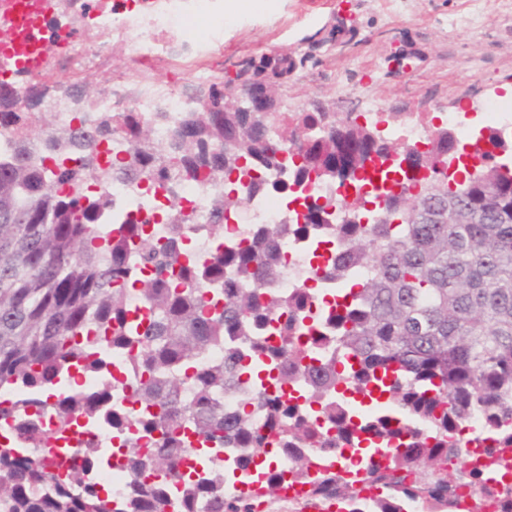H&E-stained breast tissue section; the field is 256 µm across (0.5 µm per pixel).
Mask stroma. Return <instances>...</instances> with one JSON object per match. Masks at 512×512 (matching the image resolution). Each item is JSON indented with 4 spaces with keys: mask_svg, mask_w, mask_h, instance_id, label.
<instances>
[{
    "mask_svg": "<svg viewBox=\"0 0 512 512\" xmlns=\"http://www.w3.org/2000/svg\"><path fill=\"white\" fill-rule=\"evenodd\" d=\"M197 34L215 74L293 52L303 66L281 90L291 106L459 112L476 131L479 103L512 90V0H260L218 25L201 17ZM109 61L113 74L138 71L161 86L186 79L179 67L137 63L118 38Z\"/></svg>",
    "mask_w": 512,
    "mask_h": 512,
    "instance_id": "stroma-1",
    "label": "stroma"
}]
</instances>
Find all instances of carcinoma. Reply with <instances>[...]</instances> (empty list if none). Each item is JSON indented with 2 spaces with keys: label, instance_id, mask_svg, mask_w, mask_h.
<instances>
[{
  "label": "carcinoma",
  "instance_id": "carcinoma-1",
  "mask_svg": "<svg viewBox=\"0 0 512 512\" xmlns=\"http://www.w3.org/2000/svg\"><path fill=\"white\" fill-rule=\"evenodd\" d=\"M291 53L249 60L235 77L209 85L210 105L192 110L168 141H153L152 126L132 113H103L97 135L119 127L125 156L103 168L95 145L86 144L50 121L52 113L34 118L23 113L17 94L0 92V125L34 126L60 159L48 169L28 162V149L0 162V385L28 387L40 396L42 410L56 416L66 430L83 416L91 422L121 427L136 425L145 436L160 432L147 454L132 446L124 452L129 486L112 509V496L92 483L87 471L72 469L59 476L44 470L32 454L0 451V512H161L176 497L180 512H254L253 504L280 489L272 470L260 471L251 495L227 496L210 479L224 444L235 442L237 463L265 453V435L253 427L251 414L241 410L224 416V388L239 375L253 384L288 382L300 366L297 350L288 343L296 328L281 314H301L308 296L291 299L245 283L267 284L280 276L277 240L287 232L305 235L320 223V207L307 205L309 216L291 230L269 226L255 231L251 245L216 251L197 262L181 240L188 223L177 207L170 208L171 234L161 244L142 237L138 224L113 239H103L99 224L110 207L105 192L88 193L86 182L102 184L111 177L147 178L155 187L183 180H202L222 187L233 172L249 176L248 188L221 191L209 200L215 223L260 192L288 193V183L251 176L288 167V177L302 184L317 178L349 180L360 189L372 181L362 165L372 158L396 154L416 168L437 161L448 164L453 137L448 127L436 129V152L425 155L400 141L374 143L355 120L346 134H325L335 121L325 112L303 110L279 125L248 112L224 114V92L236 83L268 86L278 91L297 74ZM298 137L295 153L278 161L276 140ZM486 159V177L453 191L426 194L421 187L414 213L401 224H354L343 221L336 234L343 254L327 274L342 278L353 266L368 270L366 278L344 293L348 303L335 316L336 361L343 370L312 365L316 398L342 385L372 406L398 403L433 431L432 447L418 446L394 456L384 472L372 470L374 481L392 491L379 498V512H399L400 504L426 497L438 509L448 479L434 483L427 470L448 461V426L473 413L484 416L488 430L512 444L500 428L512 413V175L499 173L494 156ZM136 254L148 276L134 278L129 258ZM136 288L148 309V322L130 317L129 289ZM265 327L280 337L275 346L259 347L251 363L234 345H245ZM110 344L137 349L133 364L139 380L125 416L112 412V395L102 392L84 399L49 404L44 392L59 367L83 363L103 365L89 357L98 336ZM224 347V361L201 367L209 349ZM288 402L271 404L267 426L283 442L314 441L316 433L288 421ZM81 453L89 465L108 462L92 441ZM196 466L185 472L179 460ZM299 483L310 494L340 496L360 512L362 499L353 485L325 469L316 475L303 455L294 461Z\"/></svg>",
  "mask_w": 512,
  "mask_h": 512
}]
</instances>
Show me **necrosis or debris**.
Segmentation results:
<instances>
[{"label": "necrosis or debris", "mask_w": 512, "mask_h": 512, "mask_svg": "<svg viewBox=\"0 0 512 512\" xmlns=\"http://www.w3.org/2000/svg\"><path fill=\"white\" fill-rule=\"evenodd\" d=\"M147 8L114 9L112 0H51L50 10L38 28L43 47L41 64L35 69L16 68L12 60L0 56V74L16 85L26 100L31 113L52 112L57 127H92L100 112L125 113L132 111L145 120L154 121V138L164 142L179 129L186 111L199 103L192 88L168 91L135 89L115 81L105 71L101 54L106 42L118 36L124 39L133 54L178 60L192 67L193 80H200L205 72L202 58L210 47L195 38L200 12L206 11V0H200L195 12H188L184 0H148ZM189 31L190 36L181 45H170L165 34L174 29ZM62 75L77 83L101 78V91L93 110L77 104L71 93L59 92L54 76ZM358 122L371 123L380 131L388 132L397 140L426 145L437 124L458 131L461 138H469L470 131L459 113L441 115L439 120L425 116H411L407 120H393L381 109L358 115ZM112 208L105 215L99 231L102 236L117 234L122 225L131 221L141 226L145 237L154 242L167 239L170 226L164 214L171 205H178L189 221L182 237L194 255L208 259L216 245L245 247L252 242V229L261 224L291 225L301 221L304 207L301 203L279 195H261L248 204L251 220L238 223L229 219L225 225L212 226L208 201L217 191L216 186L198 180L177 184L172 192L152 188L147 179H114L107 185ZM305 195L311 199L332 200L336 210L329 223L316 228L318 244L288 234L281 237L279 250L283 265L279 279L271 292L287 295L299 288L316 292L299 321L300 330L292 343L301 355L303 365L323 358L335 361L336 349L325 341L331 330L325 318L326 307L332 306L339 283L327 276L326 268L337 252L336 226L344 219L348 189L339 183L310 181ZM110 359L107 367L87 376L75 368H67L55 383L50 402L67 400L100 388L111 390L112 404L129 407L130 395L137 382V373L131 366L132 354L123 349L107 348ZM288 405L299 421H313L319 429L323 448L311 458L312 471L332 468L343 480H361L368 468L386 470L394 452L412 447L416 435L428 433L424 421L410 418L406 429L388 436L387 449L374 456L371 466H363L360 448L368 446L373 438L371 426L381 418H396V409L366 408L363 413L351 411V393L332 398L337 408V421L320 416V403L310 401L312 384L305 372H297L287 386ZM54 417L31 412L23 422L0 418V447L35 449L45 471L79 469L84 465L81 448L93 441L102 448L120 446L121 440L109 426L76 429L66 437H58ZM448 509L447 512H512V454L501 455L499 440L488 435L480 415H472L463 424L448 431ZM499 451L498 461H491V451Z\"/></svg>", "instance_id": "obj_1"}]
</instances>
